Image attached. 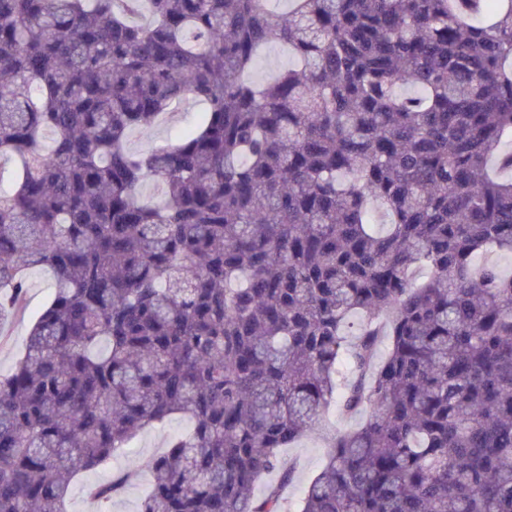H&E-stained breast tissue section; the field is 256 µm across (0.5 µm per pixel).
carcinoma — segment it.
Here are the masks:
<instances>
[{"label": "carcinoma", "mask_w": 512, "mask_h": 512, "mask_svg": "<svg viewBox=\"0 0 512 512\" xmlns=\"http://www.w3.org/2000/svg\"><path fill=\"white\" fill-rule=\"evenodd\" d=\"M269 2L0 0V327L53 272L0 375V512H66L175 416L141 512H286L333 402L368 414L300 512H512V0ZM288 54L280 45L270 44L262 52L260 60L252 73V78L261 82L275 72L288 66ZM202 108L200 104L180 105L172 109L152 127L136 131L131 135V147L140 152L150 151L156 145L165 142H174L179 131L186 129ZM283 456L297 462L294 479L285 492L288 512H297L303 490L320 473L326 463L327 448L316 434H311L291 448L283 449Z\"/></svg>", "instance_id": "cac0c4a2"}]
</instances>
